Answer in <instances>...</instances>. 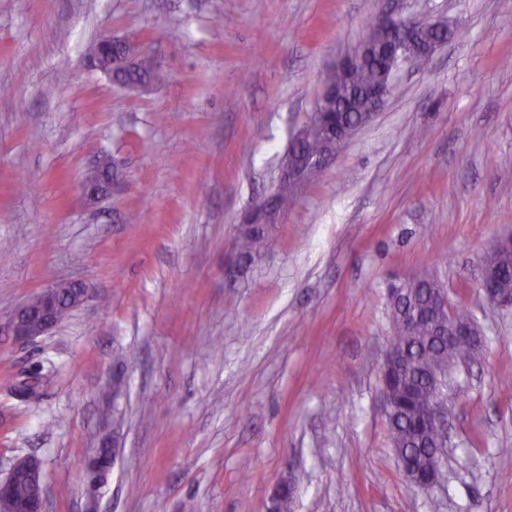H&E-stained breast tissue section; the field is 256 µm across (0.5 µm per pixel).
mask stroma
Instances as JSON below:
<instances>
[{"instance_id": "stroma-1", "label": "stroma", "mask_w": 512, "mask_h": 512, "mask_svg": "<svg viewBox=\"0 0 512 512\" xmlns=\"http://www.w3.org/2000/svg\"><path fill=\"white\" fill-rule=\"evenodd\" d=\"M387 10L453 36L227 280L291 132ZM105 36L165 82L90 68ZM104 156L112 191L90 204ZM511 233L512 0H0V475L38 457L46 512H269L286 480L290 512H512V308L478 281ZM423 273L484 345L448 380L430 493L400 471L379 381L390 288ZM62 280L90 299L17 339L14 310ZM109 171V175L106 176L104 174V171ZM103 177V191H98L96 188H94V185L96 184V181ZM112 188V164L111 161H103V159L99 162V164L96 166V168L91 171L85 180L82 183V190L83 194L89 199L90 201H96L99 200L101 197L107 195Z\"/></svg>"}]
</instances>
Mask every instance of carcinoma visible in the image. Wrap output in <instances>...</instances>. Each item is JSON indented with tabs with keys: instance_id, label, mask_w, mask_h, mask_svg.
Masks as SVG:
<instances>
[{
	"instance_id": "obj_1",
	"label": "carcinoma",
	"mask_w": 512,
	"mask_h": 512,
	"mask_svg": "<svg viewBox=\"0 0 512 512\" xmlns=\"http://www.w3.org/2000/svg\"><path fill=\"white\" fill-rule=\"evenodd\" d=\"M385 73L384 64L376 57L359 65L351 75V83L342 87L339 97H317L315 106L339 111L342 120L356 125L363 121V114L356 111V93L380 82ZM112 79L131 91H139L164 80L147 58L131 61L126 67L113 72ZM324 142L317 129H307L304 150L311 156L321 154ZM270 197L280 210L285 211L294 197L288 184L276 183ZM270 247V234L263 228H253L239 234L237 254L239 261L250 267L259 261ZM482 263L494 270L501 288L512 289V250L488 251ZM441 283L432 275L423 274L411 285L412 292L391 309V343L404 350L408 367L402 374L401 385L415 386L413 400L398 407L395 415L387 420L388 431L394 454L403 458L421 472H429L448 453V444L437 439L439 430L424 426L419 409L423 404L440 398L444 390L436 389L426 378V372L433 368H454L469 365L483 357V348L470 343L449 346L438 340L437 325L440 319L427 314L433 290ZM13 498L24 502L37 493V487L30 480L21 477L13 485Z\"/></svg>"
}]
</instances>
